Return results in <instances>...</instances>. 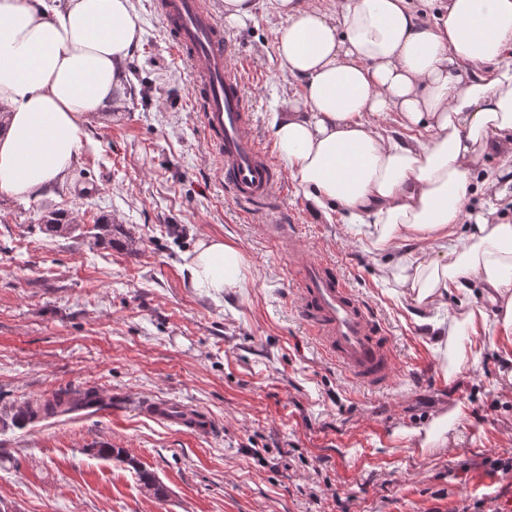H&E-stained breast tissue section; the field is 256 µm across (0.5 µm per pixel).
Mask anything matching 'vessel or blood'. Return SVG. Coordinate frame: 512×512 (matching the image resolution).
Instances as JSON below:
<instances>
[{
  "instance_id": "1",
  "label": "vessel or blood",
  "mask_w": 512,
  "mask_h": 512,
  "mask_svg": "<svg viewBox=\"0 0 512 512\" xmlns=\"http://www.w3.org/2000/svg\"><path fill=\"white\" fill-rule=\"evenodd\" d=\"M156 9L172 47L191 68V93L201 104V123L226 187L250 199L272 197L279 176L250 129L244 91L228 62L222 26L203 0H157ZM296 292L301 317L326 357L366 387L389 385L387 343L379 337L367 304L346 287L334 265L305 261ZM142 410L194 435L214 429L207 414L168 400L145 402Z\"/></svg>"
}]
</instances>
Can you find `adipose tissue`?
I'll use <instances>...</instances> for the list:
<instances>
[{"mask_svg": "<svg viewBox=\"0 0 512 512\" xmlns=\"http://www.w3.org/2000/svg\"><path fill=\"white\" fill-rule=\"evenodd\" d=\"M274 51L301 84L271 124L291 179L322 212L365 228L383 280L440 306L478 282L495 315L464 309L446 351L494 322L512 333V165L473 176L512 146V0H273ZM142 28L131 0H0V194L36 199L61 183L89 117L120 108ZM395 115L399 132L374 117ZM489 203L465 206L473 190ZM470 223V243L454 229ZM192 288L245 283L241 251L205 237L184 256Z\"/></svg>", "mask_w": 512, "mask_h": 512, "instance_id": "1", "label": "adipose tissue"}]
</instances>
